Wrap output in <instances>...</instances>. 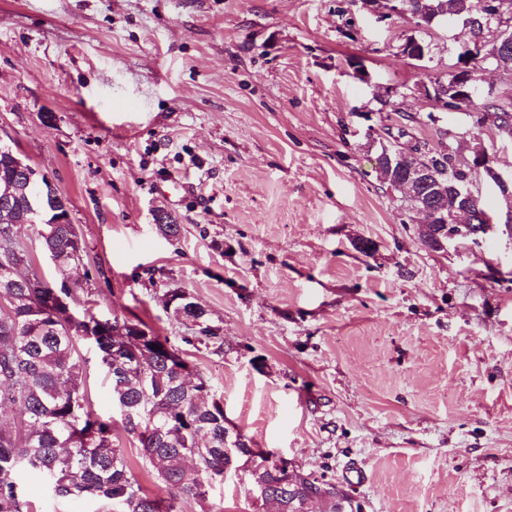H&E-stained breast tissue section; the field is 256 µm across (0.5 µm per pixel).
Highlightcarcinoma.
I'll list each match as a JSON object with an SVG mask.
<instances>
[{
	"label": "carcinoma",
	"mask_w": 512,
	"mask_h": 512,
	"mask_svg": "<svg viewBox=\"0 0 512 512\" xmlns=\"http://www.w3.org/2000/svg\"><path fill=\"white\" fill-rule=\"evenodd\" d=\"M475 3L407 0V7L453 17ZM475 111L499 127L512 126L511 102L490 97ZM481 118L473 120L477 130ZM454 159L456 151L443 142L424 156L433 180L445 186L472 179L468 168L453 166ZM40 190L17 180L12 209L0 210V413L13 412L17 425L14 431L0 428V512H34L18 481L25 471L43 475L55 497L94 499L103 512H178L181 497L193 499L201 512H222L209 492L237 471L264 484L278 512H351L345 502L308 497L307 489L331 482L310 473L304 481L290 477L264 465L271 451L253 447L243 433L241 442L226 435L223 401L204 376L186 382L181 351L167 339L143 322L125 321V333L112 334V320L98 317L95 301L79 296L89 272L77 226L44 224L29 213L27 200ZM25 228L36 230L54 264V281L35 269L20 238ZM186 295L180 288L165 293L172 316L194 327L186 342L221 350L219 329L206 311L189 309ZM80 339L96 345L122 426L137 439L168 497L146 493L114 444L112 422L89 410Z\"/></svg>",
	"instance_id": "obj_1"
}]
</instances>
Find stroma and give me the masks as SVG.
Listing matches in <instances>:
<instances>
[{
  "mask_svg": "<svg viewBox=\"0 0 512 512\" xmlns=\"http://www.w3.org/2000/svg\"><path fill=\"white\" fill-rule=\"evenodd\" d=\"M409 36L424 60L399 54ZM465 39L360 0H0V138L69 199L97 314L169 338L228 427L362 512H512V203L475 179L495 232L433 250L375 170L407 114L417 141L483 143L512 174V138L423 93ZM158 208L178 237L153 230ZM170 288L223 352L189 343ZM76 346L92 410L119 419L95 344ZM115 443L165 495L137 439ZM19 482L35 512H99ZM249 486L232 474L210 499L276 512ZM189 295L185 290L180 288H170L166 291V303L167 308L171 309L172 316L177 320L189 322L194 327L196 336L188 338L189 343L192 339L197 343L212 345L216 347V351H221L224 340L223 336H220L219 329L210 324L207 318L206 311L200 307L190 296V300L185 299V296ZM189 302L195 304L201 313H195L193 310H189Z\"/></svg>",
  "mask_w": 512,
  "mask_h": 512,
  "instance_id": "1",
  "label": "stroma"
}]
</instances>
